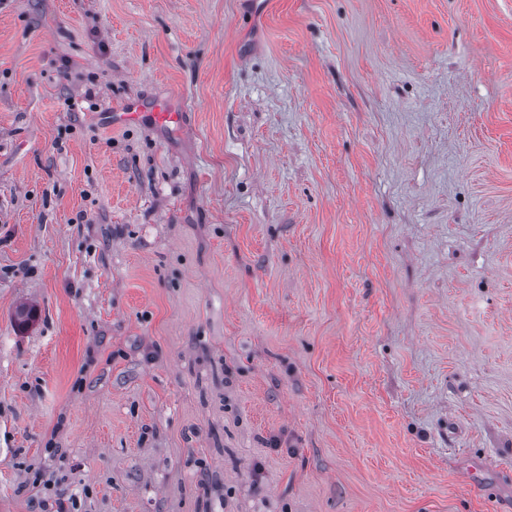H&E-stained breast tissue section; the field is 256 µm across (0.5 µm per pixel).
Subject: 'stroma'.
Segmentation results:
<instances>
[{
  "label": "stroma",
  "instance_id": "obj_1",
  "mask_svg": "<svg viewBox=\"0 0 512 512\" xmlns=\"http://www.w3.org/2000/svg\"><path fill=\"white\" fill-rule=\"evenodd\" d=\"M267 2L0 5V512H512V0ZM103 113V119L106 124L112 127H121L130 123H139L144 118H151L156 122L176 119L174 113L169 112L164 102H155L149 107H145L141 101H128L121 110H108Z\"/></svg>",
  "mask_w": 512,
  "mask_h": 512
}]
</instances>
